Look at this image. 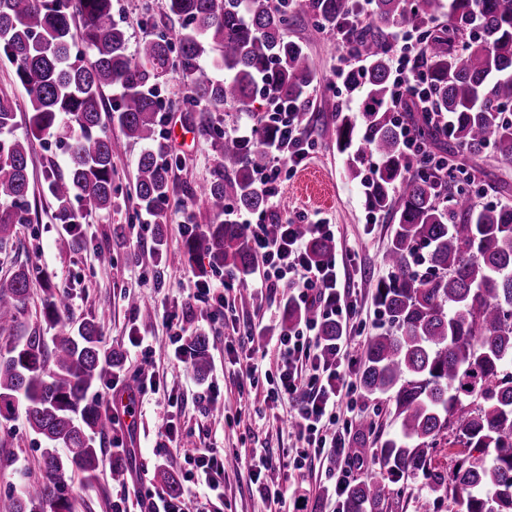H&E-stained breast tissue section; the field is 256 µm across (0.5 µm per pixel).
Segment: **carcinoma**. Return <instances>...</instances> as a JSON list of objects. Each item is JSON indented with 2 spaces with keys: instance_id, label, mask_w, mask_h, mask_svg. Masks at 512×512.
I'll return each mask as SVG.
<instances>
[{
  "instance_id": "carcinoma-1",
  "label": "carcinoma",
  "mask_w": 512,
  "mask_h": 512,
  "mask_svg": "<svg viewBox=\"0 0 512 512\" xmlns=\"http://www.w3.org/2000/svg\"><path fill=\"white\" fill-rule=\"evenodd\" d=\"M175 36L144 41L132 56L114 19V0H0V53L15 67L29 101L32 134L65 149V170L44 174L46 194L58 219L75 226L87 215L112 208L116 170L106 121L148 142L137 165L136 205L157 226L164 244V204L169 167L156 136L163 107L161 84L178 74L190 86L184 105L198 132L212 139L223 161L201 188L210 223L185 242L188 260L204 253L209 266L250 287L256 260L245 231L230 209L263 212L265 191L255 172L266 159L261 139L226 132L216 114L233 108L257 112L266 90L292 102L295 120L308 123L313 62L306 48L284 37L300 17L312 19L310 36L321 37L346 22L350 0H167ZM371 22L351 30L366 59L346 78L357 114L338 109L336 149L346 155L348 176L364 187L365 205L396 221L384 263L390 276L376 284L378 305L393 330L369 337L360 385L368 395H389L398 434L385 440L379 460L385 475L351 485L345 512H383L391 485L422 477L446 493L454 512H512V202L477 207L469 187L475 176L454 164L491 153L512 165V0H372ZM448 23L439 25L440 17ZM420 34L426 43L421 68L429 75L436 107L448 113V129L431 121L415 101L396 110L392 64L383 35L388 27ZM117 90L111 111L104 89ZM17 109L0 96V247L19 224L32 222L29 140L12 135ZM435 145L422 174H409L399 128ZM334 241L308 238L315 262L329 257ZM33 270L21 266L0 279V329L25 312ZM67 308L60 289L45 288L42 315L55 324ZM314 317L293 304L284 309L283 331ZM105 313L53 338L47 357L41 337L22 336L0 354V419L24 409L29 428L47 444L45 480L13 502L27 512L38 501L49 512H72L62 493L65 480L95 478L99 449L90 433L104 432L106 411L90 392L124 364L123 353L102 341ZM208 339L191 337L194 370L210 366ZM458 434L448 441L453 466L433 465L438 439L451 419ZM67 449L60 455L57 448Z\"/></svg>"
}]
</instances>
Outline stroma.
Listing matches in <instances>:
<instances>
[{
  "mask_svg": "<svg viewBox=\"0 0 512 512\" xmlns=\"http://www.w3.org/2000/svg\"><path fill=\"white\" fill-rule=\"evenodd\" d=\"M150 25H143V17ZM115 18L124 28L129 48L146 39L170 32L175 23L167 0H115ZM308 19H297L287 32L289 40L305 44L315 64V80L309 88L308 134L313 143L309 157L285 180L280 189V208L301 213L310 220L322 219L336 226L335 256L346 266L361 288L367 310V331L389 330L390 325L375 301V286L387 278L382 264L393 235L394 224L387 216L370 223L363 188L345 170V157L336 149L333 116L338 108L352 107L344 89L336 88V39L327 35L309 38ZM188 87L182 79L168 78L162 87L164 101L161 134L164 157L172 163L171 193L167 204L162 256L152 249L136 247V239L152 240L150 217L136 216L134 180L144 141L126 138L118 125H110L112 154L116 168V203L112 210L90 215L78 231L61 224L46 196L43 174L48 166L65 168L67 155L61 147L37 138L30 141V179L33 221L17 227L10 244L0 249V277L11 275L19 264L38 268L40 275L30 284L27 310L11 328L0 332V347L10 340L38 332L51 343L59 327L41 317L47 285L66 290L68 310L62 321L75 327L92 315L107 312L102 327L106 346L123 350L125 366L117 382H103L94 390L95 400L111 395L113 388L132 385L143 362L158 371L161 393L139 395L134 415L119 414L107 433L94 437L101 448L97 477L85 482L72 477L66 491L74 512H114L116 507H135L137 501L167 491L166 477L180 486L189 512H275L273 503L260 495L248 470L229 473L223 494L211 492L200 481L186 457L194 449H224L248 458L258 448L274 452L292 447L294 436L289 405L265 406L268 377L276 376V358L262 361L265 380L249 385L234 363L231 324L225 315L263 327L264 340L275 343L280 336L287 298L277 297L271 309L258 308L253 294L238 289L225 291L224 304L205 305L195 300L197 280L216 282L224 272L208 266L207 257L188 261V236L184 211H192L198 223L209 213L198 186L208 181L220 160L210 139L197 133L189 112L182 106ZM151 306L154 318L141 324L142 306ZM62 324V325H63ZM209 340L211 366L199 376L192 365L188 344L191 336ZM171 415L179 427L178 442H170L159 429V419ZM364 418L370 433L353 434L352 447L377 450L396 431L394 407L387 396L366 397ZM121 438L125 464L122 480L112 476V440ZM44 443L28 427L23 415L0 420V512H11V504L28 484L42 479ZM261 481L286 487L290 512H336V502L327 489L322 468L299 480L287 470L262 473ZM398 493L386 512H451L449 499L441 498L420 478L399 482Z\"/></svg>",
  "mask_w": 512,
  "mask_h": 512,
  "instance_id": "obj_1",
  "label": "stroma"
}]
</instances>
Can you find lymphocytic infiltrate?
<instances>
[{
	"label": "lymphocytic infiltrate",
	"instance_id": "1",
	"mask_svg": "<svg viewBox=\"0 0 512 512\" xmlns=\"http://www.w3.org/2000/svg\"><path fill=\"white\" fill-rule=\"evenodd\" d=\"M386 43L394 67V103L414 96L428 101L427 78L417 63L424 50L418 35L399 27L387 35ZM262 121L281 131L279 139L269 145L268 161L259 173L260 183L273 201L281 184L307 158L311 147L294 120L290 103L271 97ZM245 230L262 266L259 290L271 294L285 289L291 302L315 313L314 318L298 323L280 338L279 369L266 395L271 403L283 399L292 402L297 445L278 456L253 457L250 473L257 479L263 471L285 466L301 474L327 462L331 465L328 475L334 481V491L337 496H344L368 463L367 458L347 451L352 422L363 414L349 350L353 342L362 340L366 324L360 317L357 290L346 269L340 268L332 257L312 262L305 245L306 237L331 238L335 229L322 223L305 226L299 216L286 215L281 219L277 238H269L261 224H246ZM328 321L342 330L333 343L323 342L320 337L321 325ZM343 404L352 416L340 422L336 410Z\"/></svg>",
	"mask_w": 512,
	"mask_h": 512
}]
</instances>
